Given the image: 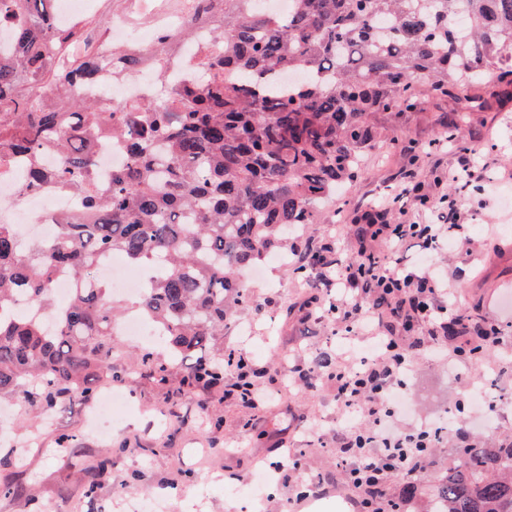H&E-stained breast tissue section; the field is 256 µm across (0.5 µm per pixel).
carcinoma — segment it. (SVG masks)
<instances>
[{"label":"carcinoma","mask_w":512,"mask_h":512,"mask_svg":"<svg viewBox=\"0 0 512 512\" xmlns=\"http://www.w3.org/2000/svg\"><path fill=\"white\" fill-rule=\"evenodd\" d=\"M52 2L0 0V26L13 31L11 51H0V153L28 160L27 186L80 196L49 248L21 249L14 225L0 223V308L25 298L55 316L52 332L22 313L0 318V395L44 412L88 397L91 375L120 374L110 289L96 279L104 256L151 272L135 308L164 332L168 357H142L163 379L224 335L230 302L247 301L238 273L288 246L291 229L314 223L317 202L357 180L377 114L412 108L421 79L438 95L464 89L448 84L450 72L512 86V0H292L286 19L229 0L195 79L116 114L83 94L112 74V55L95 47L98 21L63 28ZM286 72L300 80L266 84ZM130 126L128 161L102 187L91 142ZM47 151L52 169L40 162ZM58 268L76 282L60 309ZM232 368L227 396L241 403L250 379ZM224 370L199 358L182 386H220ZM423 489L430 512H512V439L461 448L456 464L404 482L399 512Z\"/></svg>","instance_id":"obj_1"}]
</instances>
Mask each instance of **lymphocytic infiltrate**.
Returning <instances> with one entry per match:
<instances>
[{"instance_id":"1","label":"lymphocytic infiltrate","mask_w":512,"mask_h":512,"mask_svg":"<svg viewBox=\"0 0 512 512\" xmlns=\"http://www.w3.org/2000/svg\"><path fill=\"white\" fill-rule=\"evenodd\" d=\"M439 211L445 223L370 224L366 233L393 248L407 239H419L432 252L447 242L449 232L460 229L462 210L457 199L440 198ZM346 281L351 292L339 312L378 338L381 352L371 365L357 370L352 357L336 363L338 408L361 405L369 422L367 428L350 429L338 457L349 468L350 486L362 493L363 512H392L397 496L388 489L390 478L423 472L429 458L422 442L428 425L398 418L391 403L412 360L406 332L427 328L432 351L448 352L482 369L505 344L503 325L497 316L487 314L478 327H471L468 312L434 270L409 268L377 255L368 269H352Z\"/></svg>"}]
</instances>
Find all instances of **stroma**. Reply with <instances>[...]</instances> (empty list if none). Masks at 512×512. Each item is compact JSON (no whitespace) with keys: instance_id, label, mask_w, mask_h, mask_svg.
Listing matches in <instances>:
<instances>
[{"instance_id":"stroma-1","label":"stroma","mask_w":512,"mask_h":512,"mask_svg":"<svg viewBox=\"0 0 512 512\" xmlns=\"http://www.w3.org/2000/svg\"><path fill=\"white\" fill-rule=\"evenodd\" d=\"M160 0H96L95 16L129 18L133 27L152 34L138 50L147 57L182 46L178 27L162 14ZM481 94L483 109L464 112L463 99L421 94L409 110L377 116L379 141L363 157L357 182L335 199L315 206V221L289 246H312L326 260L356 257L366 224L365 213L380 205L389 190L412 181L413 200L407 216L385 213L387 224L401 219L419 224L428 220L420 202L441 195L459 198L469 240L456 248L438 270L448 277L468 311L498 315L512 322V226L494 185L512 190V95H494L492 83ZM462 120L468 147L485 163L484 177L474 188L449 180L457 163V148L442 144L449 122ZM266 285L250 286V303L237 306L234 322L224 330V344L211 349L241 353L261 370L257 383L264 392L259 405L245 408L203 386L180 388V368L168 370L166 381L137 368L140 344L114 337L112 362L121 378H99L98 391L121 388L133 414L127 422L108 425L105 432L89 426L92 402L63 398L62 408L45 417L24 400L0 404V512H125L130 494H149L159 512H238L256 461L279 464L263 512H293L299 505L302 482L312 483V512H345V501L356 492L346 468L336 459V428L342 412L336 386L317 376L300 377L320 360L343 355L349 337L361 328L339 315L324 316V303L336 301L335 286L325 285L318 270L303 274L281 265L268 267ZM252 334L240 339L238 323ZM501 427H477L458 391L475 386L478 377L468 365L449 366L428 350L417 351L403 389L423 420L434 423L452 416L427 463L435 470L457 458L458 449L474 444L494 448L512 437V360L501 357L492 370ZM293 449L300 469L280 464L282 449ZM112 464L101 476L93 465L104 458ZM98 480L95 498L83 487Z\"/></svg>"}]
</instances>
